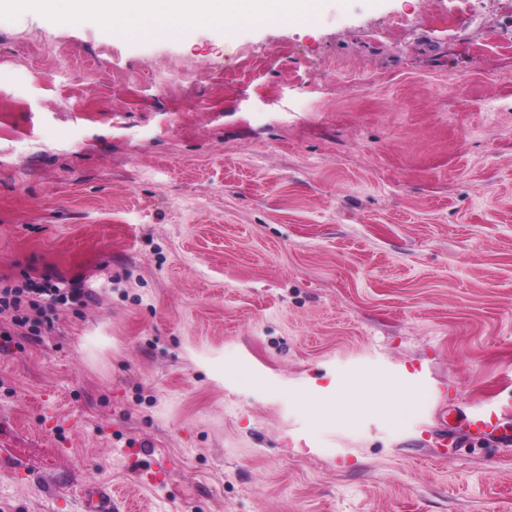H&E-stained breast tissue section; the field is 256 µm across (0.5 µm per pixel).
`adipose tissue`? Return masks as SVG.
Instances as JSON below:
<instances>
[{
  "label": "adipose tissue",
  "instance_id": "ef3b65f1",
  "mask_svg": "<svg viewBox=\"0 0 512 512\" xmlns=\"http://www.w3.org/2000/svg\"><path fill=\"white\" fill-rule=\"evenodd\" d=\"M316 8L315 0H45L44 18L52 27L93 16L119 35L147 39H180L205 24L229 40L237 26L307 19Z\"/></svg>",
  "mask_w": 512,
  "mask_h": 512
}]
</instances>
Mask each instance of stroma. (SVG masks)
I'll use <instances>...</instances> for the list:
<instances>
[{
	"label": "stroma",
	"instance_id": "35a3bbf8",
	"mask_svg": "<svg viewBox=\"0 0 512 512\" xmlns=\"http://www.w3.org/2000/svg\"><path fill=\"white\" fill-rule=\"evenodd\" d=\"M128 38L0 0V512H512V0ZM366 372L418 401L354 400ZM447 433L448 445L431 441ZM78 294L77 288H71L69 292L64 291L58 285L50 281L44 283L28 282L14 288L6 287L0 289V315H8L11 318L12 329L2 331L1 336H12L15 330L25 329L29 320L24 311L28 308H38L41 300L52 303L66 302L69 297ZM377 385V381L368 377H356L348 381L342 390V398L337 399L336 403L332 405V411H338L341 407L344 398L353 395H368L372 393ZM469 429L477 436H492L504 443L512 445V432L500 430L497 415L494 413H484L467 419ZM497 433V435H495ZM82 512H112V495L102 484L81 486Z\"/></svg>",
	"mask_w": 512,
	"mask_h": 512
}]
</instances>
